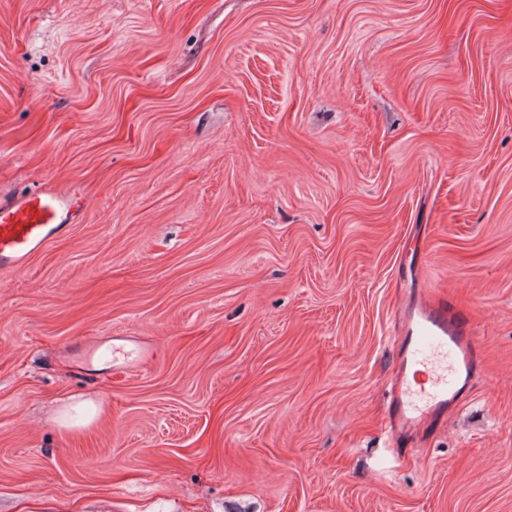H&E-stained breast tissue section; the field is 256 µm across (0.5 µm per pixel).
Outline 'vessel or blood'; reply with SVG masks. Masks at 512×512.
I'll list each match as a JSON object with an SVG mask.
<instances>
[{
  "instance_id": "vessel-or-blood-1",
  "label": "vessel or blood",
  "mask_w": 512,
  "mask_h": 512,
  "mask_svg": "<svg viewBox=\"0 0 512 512\" xmlns=\"http://www.w3.org/2000/svg\"><path fill=\"white\" fill-rule=\"evenodd\" d=\"M84 210L74 188L0 196V270L25 264L52 232L79 222ZM476 324V317L444 301L418 297L404 310L388 407L395 434L423 433L456 405L480 359Z\"/></svg>"
}]
</instances>
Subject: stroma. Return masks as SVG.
I'll return each mask as SVG.
<instances>
[{
	"label": "stroma",
	"instance_id": "1",
	"mask_svg": "<svg viewBox=\"0 0 512 512\" xmlns=\"http://www.w3.org/2000/svg\"><path fill=\"white\" fill-rule=\"evenodd\" d=\"M74 185L0 273V512H512V0H0V195ZM412 265L481 361L400 439Z\"/></svg>",
	"mask_w": 512,
	"mask_h": 512
}]
</instances>
